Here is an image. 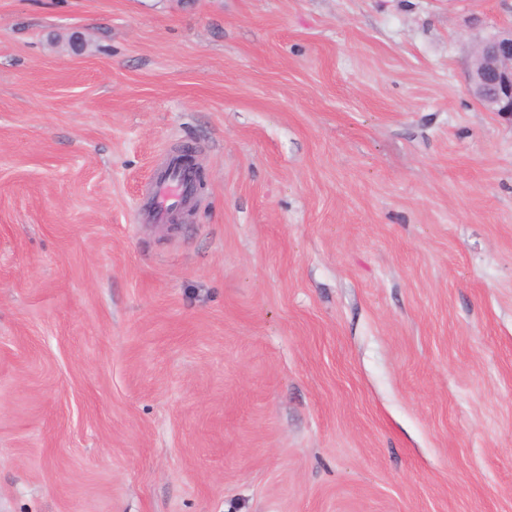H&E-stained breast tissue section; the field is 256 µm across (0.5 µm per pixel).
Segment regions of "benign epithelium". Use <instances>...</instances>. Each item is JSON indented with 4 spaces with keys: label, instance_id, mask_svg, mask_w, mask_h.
<instances>
[{
    "label": "benign epithelium",
    "instance_id": "obj_1",
    "mask_svg": "<svg viewBox=\"0 0 512 512\" xmlns=\"http://www.w3.org/2000/svg\"><path fill=\"white\" fill-rule=\"evenodd\" d=\"M477 60L467 71L469 93L490 112L512 116V26L497 29L478 41ZM183 164L194 176L195 189L204 185V170L196 155L185 152Z\"/></svg>",
    "mask_w": 512,
    "mask_h": 512
}]
</instances>
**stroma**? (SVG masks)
Listing matches in <instances>:
<instances>
[{
    "instance_id": "35a3bbf8",
    "label": "stroma",
    "mask_w": 512,
    "mask_h": 512,
    "mask_svg": "<svg viewBox=\"0 0 512 512\" xmlns=\"http://www.w3.org/2000/svg\"><path fill=\"white\" fill-rule=\"evenodd\" d=\"M508 22L0 0V512H512ZM477 60L467 71L469 93L490 112L512 116V26L478 41ZM189 186L190 179L187 175L166 180L157 178L154 197L150 205L154 218L157 221L165 220L168 214L181 203Z\"/></svg>"
}]
</instances>
